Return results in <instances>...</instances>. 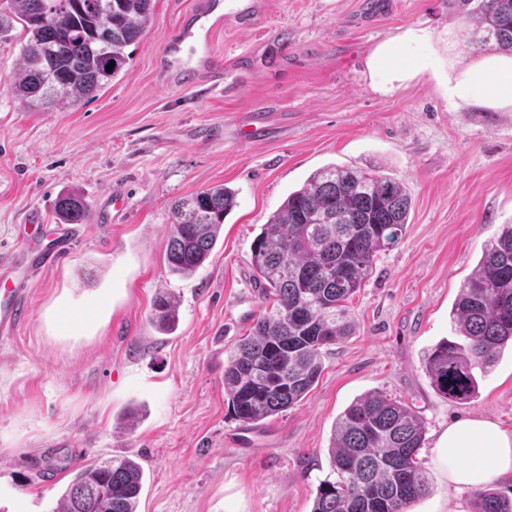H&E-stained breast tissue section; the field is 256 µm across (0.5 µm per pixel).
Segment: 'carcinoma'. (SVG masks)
Segmentation results:
<instances>
[{
    "mask_svg": "<svg viewBox=\"0 0 512 512\" xmlns=\"http://www.w3.org/2000/svg\"><path fill=\"white\" fill-rule=\"evenodd\" d=\"M463 17L512 53V0H454ZM153 0H8L0 38L20 21L27 40L9 79L28 106L74 105L123 70L125 49L144 31ZM115 62L108 71L106 66ZM236 206L223 186L180 197L171 205L164 248L169 270L188 275L209 257ZM411 198L402 183L348 166L315 171L261 225L251 249L254 276L269 311L224 366V393L238 420L256 424L300 401L322 371L323 350L351 334L347 303L370 275L375 258L396 248ZM65 224H80L88 205L77 193L59 197ZM154 319L177 321L169 296L154 300ZM454 336L425 352L423 365L442 397L467 402L485 374L512 347V224L502 225L466 278L452 306ZM425 427L414 412L382 392L355 399L337 419L329 448L333 476L317 488L311 512H409L431 491L417 459ZM142 467L130 457L77 466L54 512H137ZM472 512H512V499L490 488L475 492Z\"/></svg>",
    "mask_w": 512,
    "mask_h": 512,
    "instance_id": "obj_1",
    "label": "carcinoma"
}]
</instances>
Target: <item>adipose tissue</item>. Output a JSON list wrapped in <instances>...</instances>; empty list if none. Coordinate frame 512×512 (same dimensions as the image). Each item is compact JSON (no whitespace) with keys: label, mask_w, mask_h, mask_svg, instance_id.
Segmentation results:
<instances>
[{"label":"adipose tissue","mask_w":512,"mask_h":512,"mask_svg":"<svg viewBox=\"0 0 512 512\" xmlns=\"http://www.w3.org/2000/svg\"><path fill=\"white\" fill-rule=\"evenodd\" d=\"M454 105L486 101L512 108V59L467 66L449 85ZM433 463L450 497L512 477V433L486 417L453 421L439 434Z\"/></svg>","instance_id":"1"}]
</instances>
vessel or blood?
I'll return each instance as SVG.
<instances>
[{"label": "vessel or blood", "instance_id": "1", "mask_svg": "<svg viewBox=\"0 0 512 512\" xmlns=\"http://www.w3.org/2000/svg\"><path fill=\"white\" fill-rule=\"evenodd\" d=\"M259 18V0H197L165 46L162 66L165 83L190 86L205 78L220 77L222 70L208 50L214 30L226 22L250 28L257 25ZM73 243L72 233L61 227L56 230L51 245L31 244L0 260V281L6 283L5 288H0L1 339H10L30 316L25 281L55 266Z\"/></svg>", "mask_w": 512, "mask_h": 512}]
</instances>
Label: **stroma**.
<instances>
[{
    "instance_id": "obj_1",
    "label": "stroma",
    "mask_w": 512,
    "mask_h": 512,
    "mask_svg": "<svg viewBox=\"0 0 512 512\" xmlns=\"http://www.w3.org/2000/svg\"><path fill=\"white\" fill-rule=\"evenodd\" d=\"M193 0H156L119 76L91 99L27 108L5 81L25 33L0 40V255L51 235L68 191L89 207L76 244L29 285L31 316L0 343V512H52L71 473L53 483L34 455L136 459L137 512H311L330 473L337 418L384 392L421 419L420 465L433 491L410 512H437L448 487L432 463L448 423L484 416L512 431V351L479 377L476 398L438 395L422 358L452 336L465 279L512 224V110L452 106L448 81L496 55L452 0H263L256 30L223 25L209 50L220 85L165 84L158 63ZM415 31L406 60L432 65L389 82L373 60ZM255 119L259 137L245 133ZM389 175L412 201L403 241L377 255L349 305L351 336L327 349L300 402L251 427L231 412L224 365L269 309L251 247L262 224L316 170ZM225 185L236 205L209 258L171 273V203ZM124 203L113 208V193ZM40 212L41 226H28ZM178 323L152 320L156 296ZM109 307L91 312L95 299Z\"/></svg>"
}]
</instances>
